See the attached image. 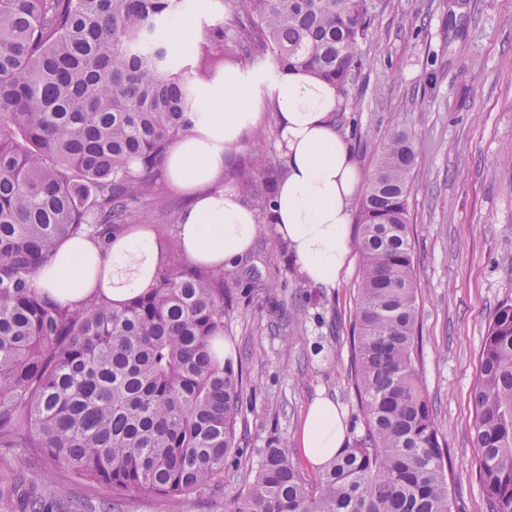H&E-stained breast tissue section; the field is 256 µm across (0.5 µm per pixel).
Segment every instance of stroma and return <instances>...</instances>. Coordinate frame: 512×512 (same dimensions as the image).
I'll return each mask as SVG.
<instances>
[{
    "mask_svg": "<svg viewBox=\"0 0 512 512\" xmlns=\"http://www.w3.org/2000/svg\"><path fill=\"white\" fill-rule=\"evenodd\" d=\"M229 12L226 0H182L192 27L175 41L193 47L203 25ZM362 59L343 94L337 124L362 179L395 131L411 135L416 153L408 199L420 318L419 369L448 448L455 512H489L479 481L471 392L483 337L495 310L512 304V0H369ZM277 114L266 109L224 163V181L245 203L255 187L236 172L255 146L277 169ZM165 201L135 204L130 221L153 225L177 254L180 216L189 197L165 171ZM360 257L336 287L316 288L299 274L287 245L264 222L251 252L226 283L224 353L243 370L238 451L224 463L222 493L191 496L170 506L152 497H113L111 490L52 469L19 448H0V473L28 481L52 474L78 512H225L252 480L264 449L287 445L306 479L321 474L302 454L297 434L317 394L344 410L349 439L365 432L351 374V322Z\"/></svg>",
    "mask_w": 512,
    "mask_h": 512,
    "instance_id": "stroma-1",
    "label": "stroma"
}]
</instances>
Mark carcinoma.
Wrapping results in <instances>:
<instances>
[{
	"mask_svg": "<svg viewBox=\"0 0 512 512\" xmlns=\"http://www.w3.org/2000/svg\"><path fill=\"white\" fill-rule=\"evenodd\" d=\"M189 74L168 44L181 0H0V447L34 448L121 495L167 501L224 487L238 447L242 374L218 361L227 271L175 259L113 308L61 305L37 270L58 244L106 239L200 109L213 61L274 56L345 89L360 65L367 0H230ZM411 137L393 133L363 190L352 366L366 430L310 483L267 448L230 512H453L448 449L416 365L408 217ZM268 185L261 151L239 169ZM483 492L512 512V304L483 337L471 393ZM47 512L57 489L23 492Z\"/></svg>",
	"mask_w": 512,
	"mask_h": 512,
	"instance_id": "obj_1",
	"label": "carcinoma"
}]
</instances>
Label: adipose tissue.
Segmentation results:
<instances>
[{
    "label": "adipose tissue",
    "mask_w": 512,
    "mask_h": 512,
    "mask_svg": "<svg viewBox=\"0 0 512 512\" xmlns=\"http://www.w3.org/2000/svg\"><path fill=\"white\" fill-rule=\"evenodd\" d=\"M267 102L278 113L277 149L286 160L271 202L274 232L307 283L336 287L351 264V204L360 189L351 148L336 127L342 96L310 74L277 68ZM261 103L237 68H225L223 80L205 90L204 111L192 113L189 130L168 154L171 183L191 197L178 224V247L195 265L231 268L257 237V211L221 181L225 158L261 120ZM167 254L166 241L147 224L116 234L105 249L82 235L60 245L36 282L65 306L98 299L118 307L152 287ZM299 445L318 466L345 447L346 425L331 398L313 400Z\"/></svg>",
    "instance_id": "1"
}]
</instances>
